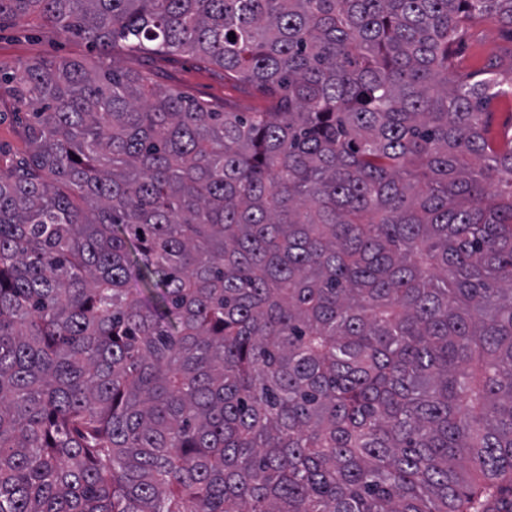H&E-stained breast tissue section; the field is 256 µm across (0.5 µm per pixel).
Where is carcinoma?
I'll return each mask as SVG.
<instances>
[{
	"label": "carcinoma",
	"instance_id": "cac0c4a2",
	"mask_svg": "<svg viewBox=\"0 0 512 512\" xmlns=\"http://www.w3.org/2000/svg\"><path fill=\"white\" fill-rule=\"evenodd\" d=\"M23 16L100 56L0 72V512H512V67L455 64L512 0H0ZM117 61L124 70L149 72L156 84L199 101L225 102L237 112H255L264 106L262 98L244 85L225 81L224 70L206 66L191 54L145 57L122 53ZM0 112H5L2 113L0 122V144L9 148L13 154L22 156L28 151V147L19 136V125L16 117L10 113L15 112L13 101L3 90L1 92Z\"/></svg>",
	"mask_w": 512,
	"mask_h": 512
}]
</instances>
